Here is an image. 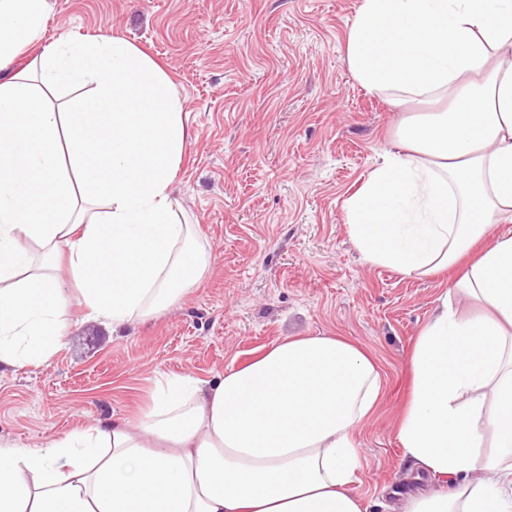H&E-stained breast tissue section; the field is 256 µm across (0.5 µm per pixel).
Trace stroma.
Listing matches in <instances>:
<instances>
[{"mask_svg":"<svg viewBox=\"0 0 512 512\" xmlns=\"http://www.w3.org/2000/svg\"><path fill=\"white\" fill-rule=\"evenodd\" d=\"M361 0H47L45 42L120 34L157 61L191 131L172 196L212 247L181 307L113 332L78 323L46 364L0 372V440L35 445L131 417L159 373L208 379L286 336L336 335L371 355L384 392L357 440L363 512H400L414 475L397 438L407 361L453 274L366 262L345 201L400 147L408 115L346 63Z\"/></svg>","mask_w":512,"mask_h":512,"instance_id":"35a3bbf8","label":"stroma"}]
</instances>
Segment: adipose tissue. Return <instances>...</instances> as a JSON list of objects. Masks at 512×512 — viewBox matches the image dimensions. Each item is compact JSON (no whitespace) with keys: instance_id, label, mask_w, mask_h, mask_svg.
Returning <instances> with one entry per match:
<instances>
[{"instance_id":"1","label":"adipose tissue","mask_w":512,"mask_h":512,"mask_svg":"<svg viewBox=\"0 0 512 512\" xmlns=\"http://www.w3.org/2000/svg\"><path fill=\"white\" fill-rule=\"evenodd\" d=\"M44 9L0 0V371L48 362L73 306L117 331L180 304L212 260L171 196L188 130L167 74L112 32L17 68ZM346 62L392 107L447 103L344 206L368 263L462 269L409 358L398 437L425 482L402 512H512V0H361ZM84 80L66 111L46 97ZM382 394L351 339L287 336L156 379L134 418L0 443V512H363L356 434Z\"/></svg>"}]
</instances>
